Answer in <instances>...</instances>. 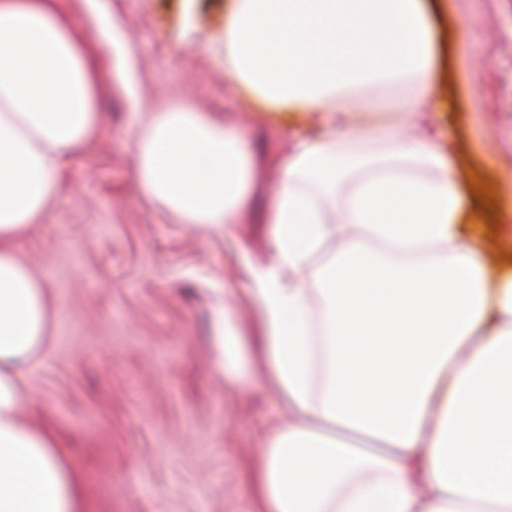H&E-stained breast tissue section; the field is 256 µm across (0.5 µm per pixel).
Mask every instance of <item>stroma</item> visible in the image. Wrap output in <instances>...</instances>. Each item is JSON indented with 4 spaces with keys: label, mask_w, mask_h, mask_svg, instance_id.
I'll return each mask as SVG.
<instances>
[{
    "label": "stroma",
    "mask_w": 512,
    "mask_h": 512,
    "mask_svg": "<svg viewBox=\"0 0 512 512\" xmlns=\"http://www.w3.org/2000/svg\"><path fill=\"white\" fill-rule=\"evenodd\" d=\"M96 68L98 129L64 163L62 191L18 254L50 294L52 331L23 374L21 416L49 431L88 512H255L252 478L285 404L262 363L222 371L224 305L254 324L248 261L270 251L263 208L233 234L192 231L140 193L139 116L189 103L262 140L269 195L295 130L224 91L233 0H59ZM435 36L436 137L465 193L490 188V263L512 255V0H426ZM135 54L121 80L104 36Z\"/></svg>",
    "instance_id": "stroma-1"
}]
</instances>
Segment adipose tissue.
Listing matches in <instances>:
<instances>
[{
  "label": "adipose tissue",
  "instance_id": "1",
  "mask_svg": "<svg viewBox=\"0 0 512 512\" xmlns=\"http://www.w3.org/2000/svg\"><path fill=\"white\" fill-rule=\"evenodd\" d=\"M224 70L230 94L324 130L298 140L265 206L272 252L248 266L261 320L247 333L227 309L213 323L223 367L252 345L285 400L253 478L258 512H512V270L489 274L485 211L467 209L431 131L423 0H234ZM367 83L396 89L418 136L348 128L347 114L384 109L358 95ZM97 123L58 0H0V512H85L54 438L19 416L50 305L16 249ZM363 136L385 152L361 153ZM255 162L248 138L184 103L146 118L134 174L180 223L229 232Z\"/></svg>",
  "mask_w": 512,
  "mask_h": 512
}]
</instances>
